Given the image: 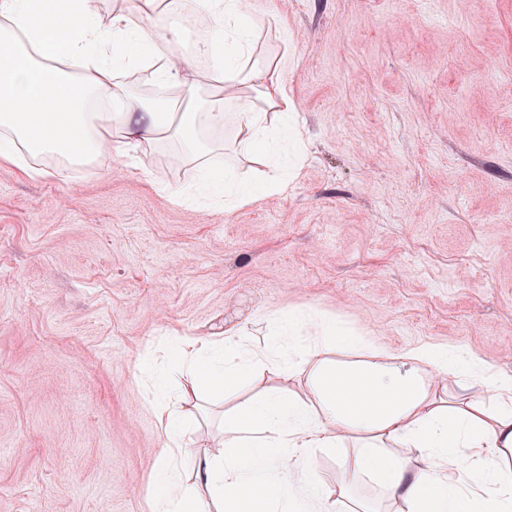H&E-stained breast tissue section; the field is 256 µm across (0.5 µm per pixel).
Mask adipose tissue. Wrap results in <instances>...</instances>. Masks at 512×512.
Returning a JSON list of instances; mask_svg holds the SVG:
<instances>
[{
	"label": "adipose tissue",
	"mask_w": 512,
	"mask_h": 512,
	"mask_svg": "<svg viewBox=\"0 0 512 512\" xmlns=\"http://www.w3.org/2000/svg\"><path fill=\"white\" fill-rule=\"evenodd\" d=\"M206 11L212 31L199 54L225 58L222 96L197 109L189 58L169 53L182 37L174 26L151 38L159 0H140L139 19L118 13L110 27L94 18L92 0H0V156L29 176L36 158L80 163L115 155L144 169V154L181 140L201 180L231 210L255 201L252 190L222 177L205 133L231 128L236 154L261 164L260 187L280 191L287 174L276 150L301 155V131L278 64L257 58L243 0H168ZM139 70L155 97L132 95L121 68ZM188 97L176 111L169 90ZM236 103L227 112V100ZM166 370L151 386L177 381L178 408H159L163 451L153 474L151 512H369L345 486L313 475L318 448L350 447L349 481L369 479L380 498L406 512H512V378L484 374L498 404L487 409L466 392L439 395L438 379L472 375L473 360L435 346L403 357L332 317L305 311L273 316L264 347L246 329L219 339L173 336ZM304 378V396L270 391L225 412L218 453L193 455V414L205 396L235 395L255 371ZM416 449L419 464L400 449Z\"/></svg>",
	"instance_id": "adipose-tissue-1"
}]
</instances>
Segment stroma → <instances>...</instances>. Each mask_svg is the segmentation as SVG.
Segmentation results:
<instances>
[{
  "instance_id": "obj_1",
  "label": "stroma",
  "mask_w": 512,
  "mask_h": 512,
  "mask_svg": "<svg viewBox=\"0 0 512 512\" xmlns=\"http://www.w3.org/2000/svg\"><path fill=\"white\" fill-rule=\"evenodd\" d=\"M260 52L304 154L282 192L174 201L152 152L28 177L0 158V512H149L162 436L140 369L165 334L300 309L392 355L512 377V0H264Z\"/></svg>"
}]
</instances>
